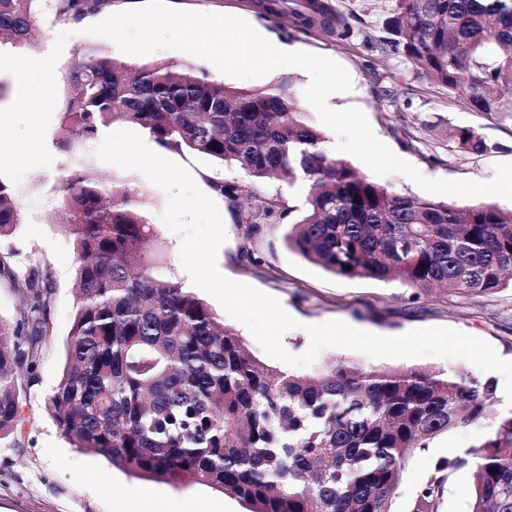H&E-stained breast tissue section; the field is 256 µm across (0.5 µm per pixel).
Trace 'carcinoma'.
Here are the masks:
<instances>
[{"instance_id": "cac0c4a2", "label": "carcinoma", "mask_w": 512, "mask_h": 512, "mask_svg": "<svg viewBox=\"0 0 512 512\" xmlns=\"http://www.w3.org/2000/svg\"><path fill=\"white\" fill-rule=\"evenodd\" d=\"M112 0H0V41L29 45L44 9L79 24ZM267 10L342 38L347 18L320 0H280ZM385 28L392 50L416 74L466 106L512 118V0H397ZM58 145L98 136L123 121L160 147L230 163L260 180L301 179V208L257 203L234 183L213 188L240 224L260 229L295 212L286 239L310 262L343 279L399 282L412 298L444 288L490 295L512 283V210L491 203L459 209L381 185L323 147L280 82L227 87L194 65L108 57L80 45L68 70ZM450 148L494 147L456 127ZM145 193L72 169L60 215L71 237L77 306L66 365L45 409L73 445L129 473L201 484L248 512H391L408 460L461 426L489 428L481 443L444 462L470 467L471 512H512V412L499 414L491 380L458 370L368 369L338 362L309 373L269 365L182 284L157 275ZM19 221L0 181V239ZM0 281L16 317H0V440L22 421V403L53 333L48 268L21 272L0 252ZM495 471H490V468ZM444 477L417 493L415 512H436Z\"/></svg>"}]
</instances>
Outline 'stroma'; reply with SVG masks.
I'll use <instances>...</instances> for the list:
<instances>
[{"instance_id":"35a3bbf8","label":"stroma","mask_w":512,"mask_h":512,"mask_svg":"<svg viewBox=\"0 0 512 512\" xmlns=\"http://www.w3.org/2000/svg\"><path fill=\"white\" fill-rule=\"evenodd\" d=\"M326 2L348 18L353 28L350 38L340 40L294 26L288 18L262 10L259 0H167L176 10L240 17L297 50L341 64L352 78L353 89L345 98L330 100V107L361 108L375 136L425 177L488 181L494 177L497 164L512 163V119L470 110L459 97L417 77L401 54L378 49L377 41L385 35L383 24L396 0ZM80 44L97 46L106 55L125 57L133 64H191L229 87L263 88L289 79L295 93L300 94L310 81L306 71L295 67L240 79L176 50L127 57L110 39L81 33L50 15L39 17L35 39L26 49L0 47V79L10 86L7 98L0 101V181L12 189L20 213L15 231L0 239V249L12 252L19 269L46 266L53 278V334L23 402V425L0 441V512H127L140 493L153 495L158 512H246L234 497L210 487L177 486L113 467L105 457L73 446L45 410L44 398L62 375L65 342L77 304L72 242L58 215L61 179L67 169H82L144 190L158 274L185 288L193 286L180 261L181 237L160 218L167 206L166 193L141 172L98 160L96 142L75 144L67 152L55 146L62 123L60 104L69 93L62 73L73 64L75 48ZM454 127L473 129L492 145V152L476 156L450 151L448 131ZM166 157L188 169L220 211L226 241L217 254L219 271L277 298L297 320V327L283 336L291 354L299 355L309 348L307 325L341 321L385 336H399L417 328H452L488 342L502 359L512 361L511 287L476 298L434 290L416 299L410 288L397 282L338 278L288 247V225L265 224L260 232H252L249 225L237 223L228 200L213 189L214 183L233 182L256 193L260 200L278 196L293 206L304 200L306 183L257 181L237 167L188 150L170 151ZM253 255L260 257V264L250 263ZM340 361L368 368H440L450 372L471 367L470 362L459 358L373 359L336 347L322 350L315 363L325 366ZM484 433L481 427H460L417 452L400 474L394 512H414L417 492L436 475L439 464L475 444ZM473 496L471 469H459L444 481L437 510L470 512Z\"/></svg>"}]
</instances>
